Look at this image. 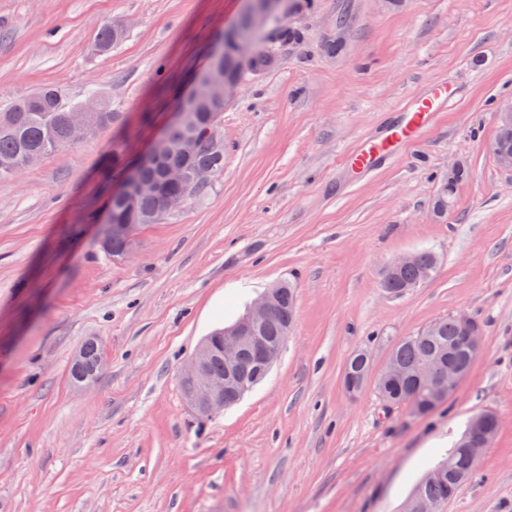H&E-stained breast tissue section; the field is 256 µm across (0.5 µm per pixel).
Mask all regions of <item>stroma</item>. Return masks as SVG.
<instances>
[{
	"mask_svg": "<svg viewBox=\"0 0 512 512\" xmlns=\"http://www.w3.org/2000/svg\"><path fill=\"white\" fill-rule=\"evenodd\" d=\"M248 0H0V106L44 85L112 102V124L0 180V512H402L469 420L499 431L441 512H512V170L493 152L512 102V0H308L262 37L221 121L200 200L101 247L105 196L164 134ZM126 28L112 52L98 25ZM300 30L292 42L281 31ZM340 48L328 52L330 40ZM459 87L420 140L355 174L348 156L429 81ZM463 164L452 208L439 181ZM434 275L394 296L384 265ZM292 282L296 321L264 382L200 421L179 372L215 329ZM465 313L483 349L424 416L343 387L349 356ZM104 351L80 387L70 363ZM415 258L416 253H410L399 256L387 263L383 269V273L386 275L392 274L399 268L408 267L401 270L395 277H383L381 280L382 288H385L388 293L398 295L403 292V284L417 281L420 282L424 278L430 277L438 264V257L436 254L429 250H423L418 252L416 261ZM83 352L81 366H76V361L71 366L70 375L74 382L78 383L79 377H85L87 381L94 382L101 372V365L96 366L97 360L103 355L100 344L94 340H87L80 348Z\"/></svg>",
	"mask_w": 512,
	"mask_h": 512,
	"instance_id": "1",
	"label": "stroma"
}]
</instances>
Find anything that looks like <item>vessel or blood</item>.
<instances>
[{"instance_id":"vessel-or-blood-1","label":"vessel or blood","mask_w":512,"mask_h":512,"mask_svg":"<svg viewBox=\"0 0 512 512\" xmlns=\"http://www.w3.org/2000/svg\"><path fill=\"white\" fill-rule=\"evenodd\" d=\"M456 102L455 95L446 82H431L402 106L403 117L391 123L386 131L367 139L365 144L349 159L352 168L368 171L377 162L392 160L399 146L415 142L436 113L450 109Z\"/></svg>"}]
</instances>
